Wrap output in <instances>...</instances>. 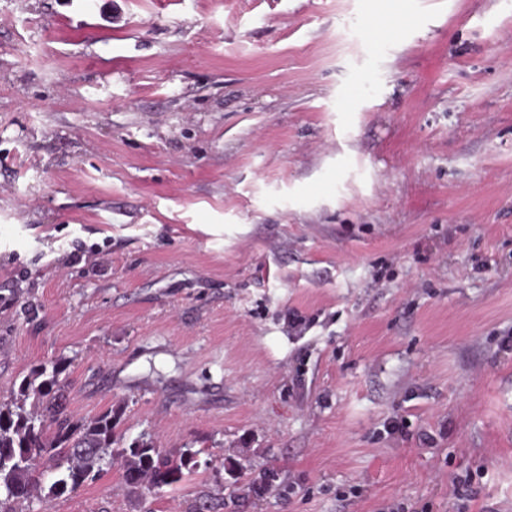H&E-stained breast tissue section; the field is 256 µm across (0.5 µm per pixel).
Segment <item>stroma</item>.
I'll use <instances>...</instances> for the list:
<instances>
[{
    "label": "stroma",
    "mask_w": 512,
    "mask_h": 512,
    "mask_svg": "<svg viewBox=\"0 0 512 512\" xmlns=\"http://www.w3.org/2000/svg\"><path fill=\"white\" fill-rule=\"evenodd\" d=\"M508 337L512 0H0V401L201 450L30 512H512ZM201 450L186 445L174 451L157 448L151 438L140 437L123 448L124 481L135 493L147 496L185 479L197 467ZM231 479L233 480L229 486L233 488V490H241L242 497H250L252 495L259 496L260 490L266 486L267 484H273L278 479V472L274 469H265L263 472V476H260L259 481L255 480H244L242 471L235 473L233 470L230 471Z\"/></svg>",
    "instance_id": "stroma-1"
}]
</instances>
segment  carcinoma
Instances as JSON below:
<instances>
[{
    "label": "carcinoma",
    "mask_w": 512,
    "mask_h": 512,
    "mask_svg": "<svg viewBox=\"0 0 512 512\" xmlns=\"http://www.w3.org/2000/svg\"><path fill=\"white\" fill-rule=\"evenodd\" d=\"M68 365L58 358L33 366L11 399L0 402V512H20L33 499L46 503L58 492L96 480L112 466L119 413L108 408L89 419H71L61 379ZM31 397L36 404L28 409ZM200 453L191 445L167 451L150 438L135 439L122 451L125 484L141 496L151 495L191 474ZM46 471L57 473L48 487L42 481ZM230 475V486L244 497L259 495L279 479L274 469L264 470L258 481L244 480L241 472Z\"/></svg>",
    "instance_id": "obj_1"
}]
</instances>
